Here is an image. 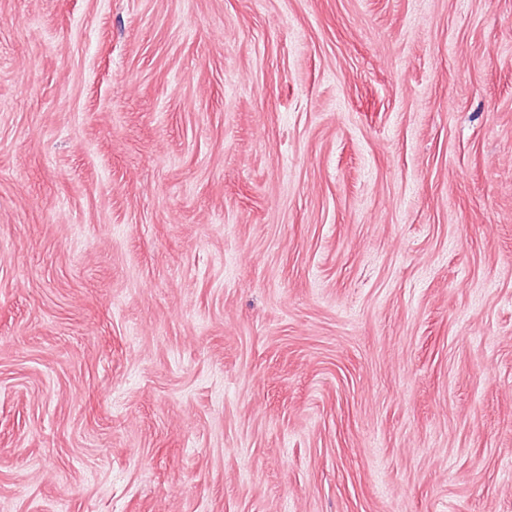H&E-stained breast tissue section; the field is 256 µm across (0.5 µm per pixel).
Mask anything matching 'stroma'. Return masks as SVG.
Segmentation results:
<instances>
[{
  "label": "stroma",
  "instance_id": "stroma-1",
  "mask_svg": "<svg viewBox=\"0 0 512 512\" xmlns=\"http://www.w3.org/2000/svg\"><path fill=\"white\" fill-rule=\"evenodd\" d=\"M512 512V0H0V512Z\"/></svg>",
  "mask_w": 512,
  "mask_h": 512
}]
</instances>
